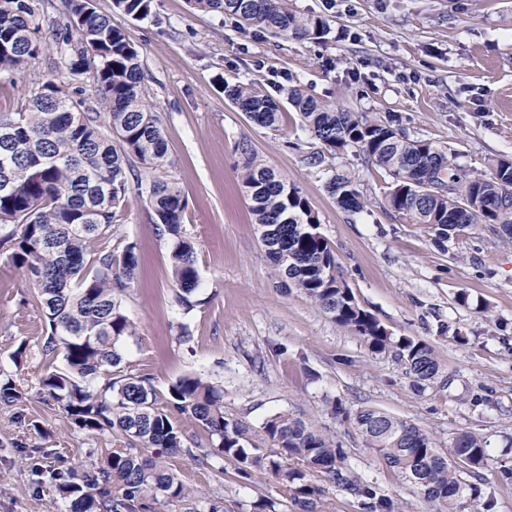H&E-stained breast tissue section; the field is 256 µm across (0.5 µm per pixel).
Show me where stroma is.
<instances>
[{"label":"stroma","instance_id":"35a3bbf8","mask_svg":"<svg viewBox=\"0 0 512 512\" xmlns=\"http://www.w3.org/2000/svg\"><path fill=\"white\" fill-rule=\"evenodd\" d=\"M299 12L327 19L322 39H282L241 31L187 0H155L157 20L135 21L96 0L138 48L146 98L160 117L173 164L170 176L187 200L185 224L197 244L201 307L183 313L173 302L170 247L144 198L130 194L112 232L113 246L137 241L140 274L123 303L136 326L123 343L127 360L146 366L158 391L195 373L224 388V413L259 431L269 416L290 412L314 421L349 450L352 466L407 512H431L350 426L332 417L331 399L350 409L373 406L430 432L451 449L458 432L487 442L483 474L494 490L493 512H512V245L481 225L436 246L426 225L385 205L390 179L353 153L336 158L355 175L368 208L336 206L326 178L303 161L313 140L294 113L262 128L225 99L215 84L252 82L278 99L299 85L336 107L395 117L457 165L484 172L492 159L512 161V0H291ZM35 61L0 75V112H13L46 77ZM295 183L333 246L356 301L393 337L431 343L450 374L447 385L417 391L393 355L371 354L364 340L336 325L298 290L284 289L267 257L240 188L239 144ZM22 275L0 257V366L11 368L20 341L36 344L40 312L22 307ZM468 303H461V295ZM187 324L190 344L177 336ZM37 359L19 376L23 409L49 430L31 447L11 442L26 428L15 409L0 407V512H65L49 478L53 469H86L101 449L70 433L58 408L43 403ZM172 465L196 497H221L226 512H298L267 472L238 479L179 456Z\"/></svg>","mask_w":512,"mask_h":512}]
</instances>
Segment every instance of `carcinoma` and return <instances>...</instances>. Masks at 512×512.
I'll use <instances>...</instances> for the list:
<instances>
[{
    "label": "carcinoma",
    "instance_id": "carcinoma-1",
    "mask_svg": "<svg viewBox=\"0 0 512 512\" xmlns=\"http://www.w3.org/2000/svg\"><path fill=\"white\" fill-rule=\"evenodd\" d=\"M52 0H0V73L40 55H53V77L41 82L17 112L0 113V256L24 278L19 305L42 315L32 349L20 342L10 355L15 368L32 352L42 363L39 393L68 420L70 432L94 446L124 444L105 454L96 469L53 475L70 512H151L170 501H189V512H225L220 498L194 500L170 467L185 455L205 465L231 457L238 476L268 471L300 512H321V476L353 496L361 512H404L351 465L340 439L290 413L267 419L255 436L224 416V390L186 374L158 391L153 378L124 360L123 340L136 335L122 303L140 266L137 242L112 248V228L132 190L146 197L158 236L170 245L175 302L186 313L198 305L197 247L184 222L186 198L169 178L168 141L143 92L139 50L95 0H61L62 24L54 39L41 36V16ZM192 9L216 13L241 28L288 38L321 39V16L302 15L289 0H188ZM113 11L134 20L157 18L154 0H112ZM87 78L97 106L86 103ZM224 95L256 125L275 127L281 104L249 84L224 85ZM288 104L321 148L306 165L327 175L336 205L357 214L367 200L356 178L333 173V160L353 151L391 177L387 207L430 229L444 247L481 224L512 243V162L496 160L488 172L455 168L432 142L410 137L391 118L349 112L300 87ZM240 182L264 251L283 285L294 287L338 326L363 338L373 354L395 350L420 391L443 382L445 365L430 343L391 333L356 301L340 276L336 254L319 231L309 201L272 167L241 147ZM450 193L422 192L425 176ZM25 392L0 367V405L19 406ZM331 415L349 425L434 512H492L482 469L487 442L473 432L456 437L451 452L426 430L373 407L350 410L342 400ZM207 442L190 439L188 428ZM269 445V451L258 448Z\"/></svg>",
    "mask_w": 512,
    "mask_h": 512
}]
</instances>
